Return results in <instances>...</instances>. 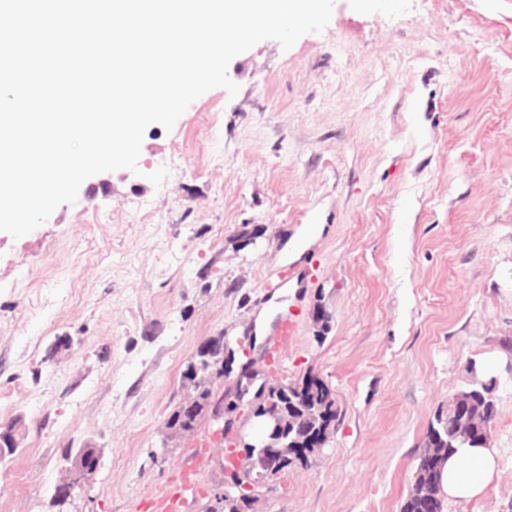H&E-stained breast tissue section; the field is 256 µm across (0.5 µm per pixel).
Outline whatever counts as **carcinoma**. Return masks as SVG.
Here are the masks:
<instances>
[{"mask_svg": "<svg viewBox=\"0 0 512 512\" xmlns=\"http://www.w3.org/2000/svg\"><path fill=\"white\" fill-rule=\"evenodd\" d=\"M465 371L466 381L448 400V409L437 413L428 426L413 483L400 512H444V498L440 493L444 464L462 448L484 445V436L492 431L497 415V401L493 396L496 380L484 376L483 369L474 361L468 363ZM254 380L252 376L235 381V397L252 403L260 412H277L288 421L280 441L287 456L283 467L305 459V448L311 454L322 452L320 448L309 447L303 436L339 417L329 387L308 374L300 381L285 383L279 390L271 388L273 394L264 397L263 386L253 387Z\"/></svg>", "mask_w": 512, "mask_h": 512, "instance_id": "cac0c4a2", "label": "carcinoma"}]
</instances>
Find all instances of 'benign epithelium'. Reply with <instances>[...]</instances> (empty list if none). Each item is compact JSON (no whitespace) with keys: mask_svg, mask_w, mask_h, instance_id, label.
<instances>
[{"mask_svg":"<svg viewBox=\"0 0 512 512\" xmlns=\"http://www.w3.org/2000/svg\"><path fill=\"white\" fill-rule=\"evenodd\" d=\"M208 377H200L191 373L183 376L185 397L180 403L183 412L204 422L210 420L216 425L214 433L225 435L230 439V447L239 449L230 457V480L225 482L222 489L214 494V498L229 499L256 495V485L253 476L263 477L283 464V458L278 450L277 435L284 429L282 419L275 413L263 416L256 414V409L221 407L212 402L200 407L197 398L198 386L207 383ZM244 448H258L260 452L251 456L242 452ZM68 463L65 475L53 486L52 499L56 506H65L73 497L74 492L84 487L94 475L101 462L100 448H72L67 453Z\"/></svg>","mask_w":512,"mask_h":512,"instance_id":"7a95c632","label":"benign epithelium"}]
</instances>
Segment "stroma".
<instances>
[{
    "mask_svg": "<svg viewBox=\"0 0 512 512\" xmlns=\"http://www.w3.org/2000/svg\"><path fill=\"white\" fill-rule=\"evenodd\" d=\"M227 73L238 94L150 125L137 171L0 232V428L22 424L0 512H57L68 448L103 451L68 512H155L186 466L202 487L186 512H207L223 443L207 422L164 435L214 336L269 378L317 376L341 413L253 512H400L472 360L498 381L500 460L445 512H512V0H334L322 32L261 41ZM264 310L298 319L273 363Z\"/></svg>",
    "mask_w": 512,
    "mask_h": 512,
    "instance_id": "35a3bbf8",
    "label": "stroma"
}]
</instances>
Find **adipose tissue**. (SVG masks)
<instances>
[{
  "instance_id": "obj_1",
  "label": "adipose tissue",
  "mask_w": 512,
  "mask_h": 512,
  "mask_svg": "<svg viewBox=\"0 0 512 512\" xmlns=\"http://www.w3.org/2000/svg\"><path fill=\"white\" fill-rule=\"evenodd\" d=\"M497 459L498 453L491 447L462 449L443 470L442 489L448 499L482 496L492 480Z\"/></svg>"
}]
</instances>
